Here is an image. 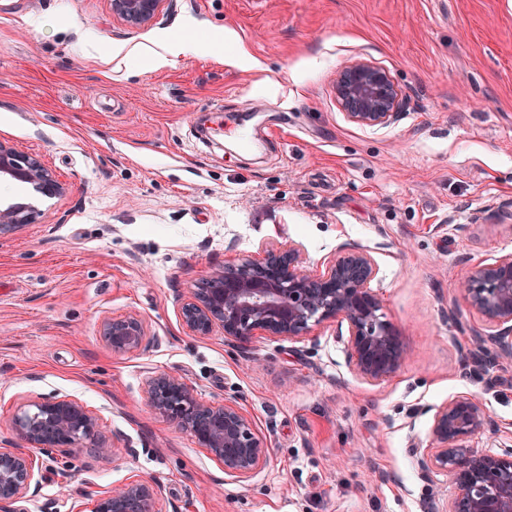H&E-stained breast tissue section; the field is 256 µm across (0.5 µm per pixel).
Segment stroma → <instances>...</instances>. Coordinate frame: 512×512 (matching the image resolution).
Wrapping results in <instances>:
<instances>
[{"label": "stroma", "mask_w": 512, "mask_h": 512, "mask_svg": "<svg viewBox=\"0 0 512 512\" xmlns=\"http://www.w3.org/2000/svg\"><path fill=\"white\" fill-rule=\"evenodd\" d=\"M173 38L184 53L151 67L146 48ZM356 59L402 90L391 124L337 105L332 80ZM0 141L68 188L0 183L36 211L0 236V440L20 402L58 394L114 450L44 459L29 512H71L135 474L160 485L163 512H422L451 491L413 456L431 408L475 392L490 423L472 447L512 435V365L465 373L471 317L453 288L512 251L495 214L512 211V0H172L147 28L109 0H0ZM285 241L314 273L341 244L370 250L405 353L393 377L352 375L330 324L246 350L185 334L179 297L208 267ZM128 313L158 341L112 352L101 324ZM158 372L237 402L267 464L225 475L151 411Z\"/></svg>", "instance_id": "35a3bbf8"}]
</instances>
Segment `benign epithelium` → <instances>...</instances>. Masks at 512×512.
I'll return each instance as SVG.
<instances>
[{
    "mask_svg": "<svg viewBox=\"0 0 512 512\" xmlns=\"http://www.w3.org/2000/svg\"><path fill=\"white\" fill-rule=\"evenodd\" d=\"M171 0H110L112 16L131 28L152 26ZM336 102L349 121L364 127L389 125L404 97L388 73L367 60L336 72ZM33 184L45 195L61 197L67 186L36 157L0 142V181ZM20 204H0V234L33 221ZM379 273L372 255L358 245L340 246L319 274L306 266L301 248L290 242L262 245L231 263L209 269L189 291L179 317L190 336L216 332L241 347L258 337L301 342L317 326L336 324L349 370L378 385L397 372L404 360L399 336L371 287ZM481 327L470 328L471 346L463 366L488 376L512 362V252L479 263L455 284ZM102 335L112 351H139L155 341L134 314L108 318ZM145 393L155 413L188 432L239 480L267 463V446L251 418L233 401L203 400L178 373L149 377ZM489 415L473 394L459 395L434 408L430 446L416 450L422 473H444L454 487L451 497L430 498L424 512H512V448L493 452L468 445L484 431ZM97 417L79 402L57 395L32 399L13 416L12 440L0 442V512H26L40 487L37 455L76 454L106 457L111 447L97 434ZM159 488L132 475L99 494H90L78 512H158Z\"/></svg>",
    "mask_w": 512,
    "mask_h": 512,
    "instance_id": "7a95c632",
    "label": "benign epithelium"
}]
</instances>
